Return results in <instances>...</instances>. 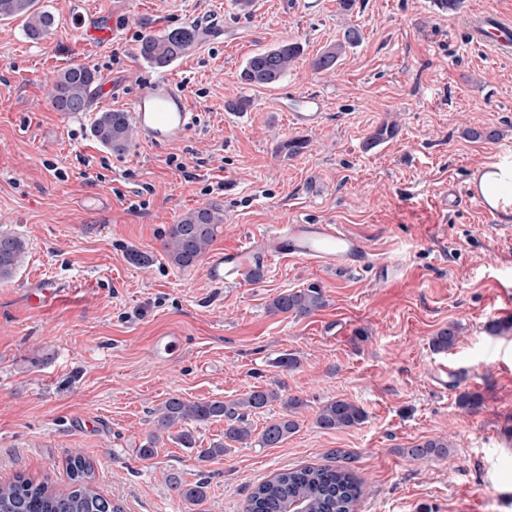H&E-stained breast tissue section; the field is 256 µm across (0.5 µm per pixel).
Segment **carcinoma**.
<instances>
[{
    "mask_svg": "<svg viewBox=\"0 0 512 512\" xmlns=\"http://www.w3.org/2000/svg\"><path fill=\"white\" fill-rule=\"evenodd\" d=\"M23 19L24 34L28 40L39 42L50 34L55 25L54 16L37 7V0H0V19ZM200 40L199 30L188 25L162 36L146 35L138 44L139 56L154 68H165L191 51ZM361 41L358 28L350 26L342 39L327 47L314 61L319 71H331L346 49ZM300 55V45L291 42L261 50L251 56L241 72V79L249 86L272 87L280 83ZM96 76L88 68L78 65L62 70L52 82V107L68 115L87 110L90 90ZM92 135L115 153L126 150L134 135L127 113L101 112L92 127ZM224 224V213L213 206L198 208L182 216L172 225L164 244L167 256L183 270L196 267ZM27 257L23 240L0 232V281L12 278ZM325 306L318 288H308L276 296L270 310L274 313H292L307 317ZM457 341V327L440 330L432 339L437 351L450 349ZM281 402L286 414L254 434L248 416L255 410ZM304 401L297 396H284L276 390H252L233 400H199L187 402L178 396L168 398L154 413L153 441L138 449L140 456L154 455L158 433L181 426L178 440L184 448L195 447V436L190 427L224 419V439L244 448L255 445L275 447L288 435L296 432L298 423L291 413ZM366 417L363 409L346 399H333L317 411L316 425L323 430H343L361 424ZM413 457H444L448 444L440 440L407 449ZM68 487L58 491L47 482H37L22 475L0 483V512H122L112 499L101 494L95 485L93 466L80 456L67 463ZM172 489L179 499L196 504L205 496V483L185 484L173 479ZM362 494L361 481L342 467L303 466L285 469L260 483L248 498L245 512H292L298 501L304 502L306 512H357Z\"/></svg>",
    "mask_w": 512,
    "mask_h": 512,
    "instance_id": "obj_1",
    "label": "carcinoma"
}]
</instances>
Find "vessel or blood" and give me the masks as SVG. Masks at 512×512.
<instances>
[{"label": "vessel or blood", "instance_id": "obj_1", "mask_svg": "<svg viewBox=\"0 0 512 512\" xmlns=\"http://www.w3.org/2000/svg\"><path fill=\"white\" fill-rule=\"evenodd\" d=\"M76 32L95 44H107L123 24L121 15L105 16L93 11L88 0H79L69 15ZM483 42L490 47H512V19L498 15L487 19L481 31ZM291 118L303 129L318 126L322 119L321 100L313 95L300 96L294 102ZM131 116L143 141L167 145L182 140L188 133L194 114L190 112L186 95L176 82L166 75L156 76L139 92L131 103ZM269 255H285L317 266L336 270H363L378 268L386 276H393L396 263L375 258L363 240L337 224H281L276 231L244 245L212 253L205 263L209 282L221 287L229 283L250 281L251 272L259 260ZM63 286L55 280L37 281L32 287L28 304L32 309L44 310L57 302ZM181 338L175 334L154 336L150 356L166 365L177 359Z\"/></svg>", "mask_w": 512, "mask_h": 512}]
</instances>
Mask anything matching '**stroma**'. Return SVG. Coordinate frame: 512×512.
Here are the masks:
<instances>
[{"label": "stroma", "mask_w": 512, "mask_h": 512, "mask_svg": "<svg viewBox=\"0 0 512 512\" xmlns=\"http://www.w3.org/2000/svg\"><path fill=\"white\" fill-rule=\"evenodd\" d=\"M73 2L38 0L56 23L37 43L21 20H0V231L28 246L0 281V481L20 473L63 490L68 458L81 456L122 512H243L262 481L317 464L363 479L358 512H512V208L497 228L456 200L497 146H512V51L472 31L484 13L512 17V0H461L451 12L434 0H355L348 12L337 0H253L244 11L236 0H90L125 18L103 47L67 26ZM190 24L214 31L166 72L200 123L175 144L136 135L110 152L91 133L94 117L127 110L158 73L140 39ZM349 26L360 44L333 71L315 70ZM287 42L301 54L279 85L242 82L249 57ZM77 65L97 76L89 106L56 112L51 81ZM303 93L324 101L313 129L281 107ZM242 97L247 111H229ZM387 123L396 134L370 144ZM471 128L500 138L469 140ZM295 137L306 149L281 154ZM205 206L224 212L213 249L279 224H340L400 274L386 281L272 256L260 281L215 287L203 266L179 269L164 249L171 225ZM136 251L151 264L134 262ZM38 279L69 287L44 313L27 305ZM307 288L322 291L324 308L304 318L270 311L275 296ZM451 324L457 343L434 350ZM171 329L183 351L161 366L149 343ZM288 353L296 368L280 366ZM441 360L461 372L445 392L433 379ZM256 389L304 401L298 430L278 447L198 460L224 437L214 421L195 428V448L166 437L151 458L139 455L168 397ZM462 392L479 406L459 408ZM335 398L363 408L364 422L318 428L319 407ZM429 439L448 442L447 459L408 455ZM173 476L204 482L205 499L182 506Z\"/></svg>", "instance_id": "obj_1"}]
</instances>
